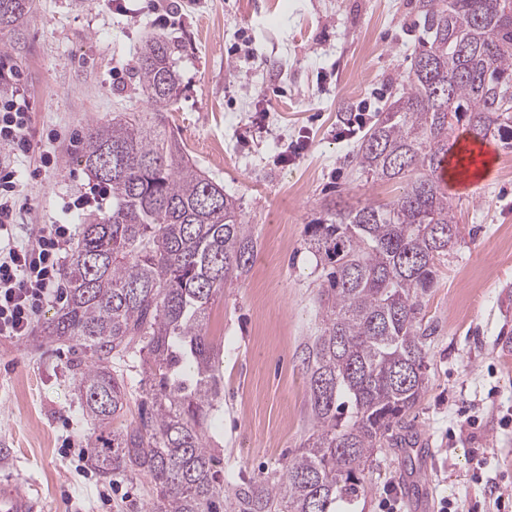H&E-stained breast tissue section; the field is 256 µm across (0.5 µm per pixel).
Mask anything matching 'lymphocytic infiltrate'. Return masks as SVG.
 <instances>
[{
    "instance_id": "lymphocytic-infiltrate-1",
    "label": "lymphocytic infiltrate",
    "mask_w": 512,
    "mask_h": 512,
    "mask_svg": "<svg viewBox=\"0 0 512 512\" xmlns=\"http://www.w3.org/2000/svg\"><path fill=\"white\" fill-rule=\"evenodd\" d=\"M29 102L18 80L0 95V337L21 338L59 297L64 260L75 238L69 224H40L18 240L16 210L31 148Z\"/></svg>"
}]
</instances>
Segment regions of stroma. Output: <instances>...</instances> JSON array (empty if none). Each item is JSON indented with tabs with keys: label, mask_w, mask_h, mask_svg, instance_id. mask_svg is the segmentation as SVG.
Instances as JSON below:
<instances>
[{
	"label": "stroma",
	"mask_w": 512,
	"mask_h": 512,
	"mask_svg": "<svg viewBox=\"0 0 512 512\" xmlns=\"http://www.w3.org/2000/svg\"><path fill=\"white\" fill-rule=\"evenodd\" d=\"M36 0L25 48L10 66L30 104L31 171L17 204L19 238L61 220L60 199L87 189L76 142L89 122L116 112L151 117L136 74L144 40L174 48L179 81L162 132L223 186L258 237L247 275L226 285L207 334L221 344L220 410L207 435L225 494L278 476L311 432L301 360L319 326L320 272L306 230L333 208L384 205L402 183L360 176L357 139L344 118L373 121L401 88L424 36L415 0ZM490 173L448 195L460 235L442 256L424 300L426 390L406 419L412 447L428 451L413 481L411 459L384 444L361 512H382L396 490L440 512H492L491 483L512 487V149L489 139ZM50 165H43V156ZM71 344L40 331L0 338V475L39 496L46 512H150L145 476L77 474L67 444L99 430L72 385ZM485 454L482 477L473 452ZM111 488L110 499L99 496Z\"/></svg>",
	"instance_id": "35a3bbf8"
}]
</instances>
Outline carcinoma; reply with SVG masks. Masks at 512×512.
<instances>
[{
	"instance_id": "cac0c4a2",
	"label": "carcinoma",
	"mask_w": 512,
	"mask_h": 512,
	"mask_svg": "<svg viewBox=\"0 0 512 512\" xmlns=\"http://www.w3.org/2000/svg\"><path fill=\"white\" fill-rule=\"evenodd\" d=\"M33 0H0L18 55ZM424 40L403 92L376 115L354 156L373 180L405 183L387 205L338 209L307 227L320 268V334L303 361L312 433L276 481H251L224 498L205 437L220 395L209 311L249 270L257 246L224 187L178 141L137 112L89 124L79 161L112 189V213L83 225L65 272V305L42 329L74 344L70 372L86 414L109 432L92 444L101 475H143L153 512H358L373 455L420 401L425 366L420 314L459 235L439 170L455 143L512 146V13L504 0H416ZM170 43L147 38L137 75L155 116L169 111L177 75ZM139 358L138 419L114 430L130 393L117 360Z\"/></svg>"
}]
</instances>
